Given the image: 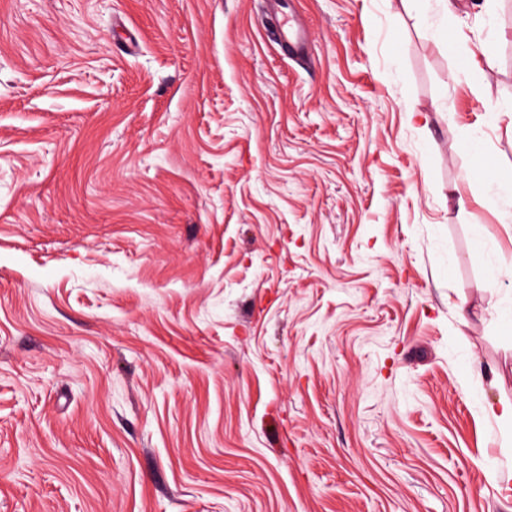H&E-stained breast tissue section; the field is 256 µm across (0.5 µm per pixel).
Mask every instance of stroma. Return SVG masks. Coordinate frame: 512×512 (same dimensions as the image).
<instances>
[{
	"label": "stroma",
	"mask_w": 512,
	"mask_h": 512,
	"mask_svg": "<svg viewBox=\"0 0 512 512\" xmlns=\"http://www.w3.org/2000/svg\"><path fill=\"white\" fill-rule=\"evenodd\" d=\"M454 3L294 0L291 58L0 0V512H512V0ZM288 7V12L277 11L276 37L283 49L292 57H305L312 52L310 32L301 18Z\"/></svg>",
	"instance_id": "stroma-1"
}]
</instances>
